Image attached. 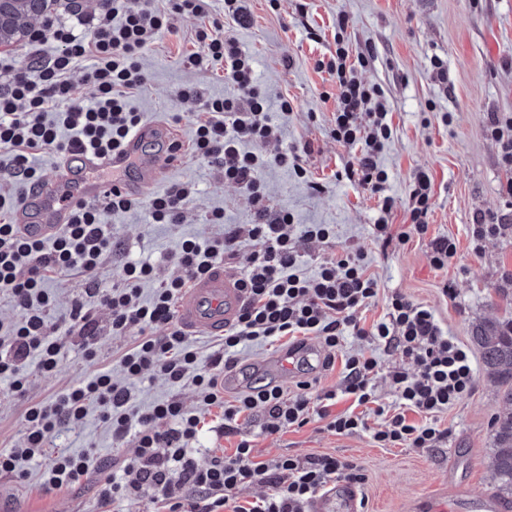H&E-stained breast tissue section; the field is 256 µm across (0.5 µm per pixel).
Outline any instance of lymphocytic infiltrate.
<instances>
[{
	"instance_id": "lymphocytic-infiltrate-1",
	"label": "lymphocytic infiltrate",
	"mask_w": 512,
	"mask_h": 512,
	"mask_svg": "<svg viewBox=\"0 0 512 512\" xmlns=\"http://www.w3.org/2000/svg\"><path fill=\"white\" fill-rule=\"evenodd\" d=\"M214 0H103L94 14L77 15L76 25L46 21L29 36L27 65L16 64L12 53L0 52V158L8 161V174L20 193L34 192L41 183L44 153L58 158L75 151L99 156L121 149L141 126L143 117L128 106L143 91L146 74L140 59L155 39L174 30V16L199 19L195 31L197 52L184 59L186 67L219 69L235 95L203 99L195 115V134L188 148L191 158L215 168L225 183L245 191L255 219L237 224L222 236L183 240L169 254L173 265L150 303L140 301V284L152 279L154 268L146 262L124 267V285L93 291L112 311V332L124 335L137 329L140 338L116 363L115 371H99L72 384L54 399L30 406L22 442L0 454V473L24 478L27 465L47 457L41 487L44 492L71 488L87 478L91 451H46L49 433L82 425L89 407H97L100 420L116 443L133 439L136 452L123 468L122 480L105 477L100 486L104 501L153 492L165 512H306L308 504L335 480L359 481L353 464L331 455L280 456L256 460L249 438H241L232 455L213 457L200 466L192 447L203 428L200 417L175 398L147 409L133 406V385L144 375L163 378L171 387L186 383L201 387L205 407L220 408L224 431L236 433L241 416L262 410V431L276 435L300 427L311 418L327 420L339 434L371 429L382 447L433 448L448 436L437 419L466 395L475 382L473 356L450 337L429 308L400 293L385 300L386 311L371 326H361L357 315L375 303L377 279L368 274L364 255L345 251L307 272L291 237L325 241V224H298L285 211H271L262 175L271 167L293 169L306 177L304 159L311 143L267 152L280 141L265 97L255 79L253 58L220 24H209ZM346 14L336 17V49L318 60L336 84V108L330 136L350 151L343 165L348 180L370 190L380 202L373 224L374 238L389 245L406 243L411 236L430 240V262L447 267L456 254L453 239L429 237L428 216L434 184L428 172L418 171L410 185L404 209L408 228L392 233L389 217L395 206L386 195L387 171L379 156L393 134L392 118L382 87L364 82L361 71L376 59L373 46L353 48L347 37ZM92 85L91 98L75 96L74 76ZM194 183H181L147 203L106 192L103 199L72 206L71 220L52 245L25 235L0 212V293L22 312L21 321L0 335V379L23 390L25 363L41 374L54 373L66 345V336L82 331L87 355H94L97 336L94 312L88 301L75 300L57 324H49L52 299L47 281L74 272L96 271L112 252V228L107 214L145 208L153 223L177 224L194 197ZM249 248V261L238 282L246 302L236 323L226 329L217 350L201 359L175 321V307L194 280L208 273L239 248ZM165 335H156V328ZM355 336L363 342L336 358L335 350ZM314 336L328 349L326 366L342 361L339 389L314 392L309 381L299 382L295 394L273 386H257L228 399L223 376L237 357L255 344L288 341L300 345ZM399 351L413 370L392 372L396 401H380L373 379L378 367L365 346ZM123 380H115L114 372ZM352 399V412L331 415L338 397ZM421 422H412L408 413ZM377 428H369V417ZM258 483L263 496L241 499L242 487Z\"/></svg>"
}]
</instances>
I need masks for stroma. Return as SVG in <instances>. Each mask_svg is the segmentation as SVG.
I'll list each match as a JSON object with an SVG mask.
<instances>
[{
  "label": "stroma",
  "mask_w": 512,
  "mask_h": 512,
  "mask_svg": "<svg viewBox=\"0 0 512 512\" xmlns=\"http://www.w3.org/2000/svg\"><path fill=\"white\" fill-rule=\"evenodd\" d=\"M247 10L248 23L229 22L224 30L253 56L271 105L291 100L292 110L282 121L283 142L309 140L314 145L304 159L306 179L284 168L262 176L272 210L291 212L302 224L332 225L327 242H297L309 264L347 250L361 251L382 298L398 292L428 307L449 336L467 346L479 322L512 319V208L503 194L512 169L503 164L501 147L487 132L492 113L512 114V0H280L275 11L267 0H248ZM341 12L348 16L352 44H374L377 58L361 77L383 88L392 113L394 135L380 155L389 175L387 193L397 202L390 218L392 230L406 228L402 202L413 174L429 171L434 180L430 236H448L457 246L456 256L445 268L431 265L428 239L414 236L397 247L375 240L377 196L339 175L348 151L329 135L336 85L316 69L315 62L334 50L336 16ZM174 25L175 32L162 35L146 50L142 66L147 84L133 104L148 123L178 116L174 128L186 145L193 138L194 115L201 102L180 97V89L194 84L205 95L222 96L232 94L233 88L222 73L185 67L183 55L198 49L193 40L196 21L179 17ZM437 58L447 64V80H440L432 66ZM184 182L197 183L199 193L187 205L182 223L152 224L141 210L108 216L111 255L93 276L67 275L49 282L50 320L66 313L92 285L108 289L119 284L126 262L156 264L158 277H165L169 269L162 256L177 239L220 233L222 225L207 221L215 208L224 210L223 225L251 223L247 194L220 181L206 163L186 155L140 198L149 200ZM480 213L498 216L503 229L478 250L471 226ZM447 285L452 286V295L444 294ZM382 298L362 312L365 324L383 316ZM94 314L95 357H87L82 337L73 335L57 370L49 375L29 371L24 392L0 381V453L23 436L26 410L32 403L50 400L69 385L112 368L134 346L136 331L113 335L111 313L104 304H96ZM284 351L280 344L253 346L239 356L233 372L245 386H278L288 394L305 380H318L324 389L339 384L341 366L327 370L319 363L299 366L294 378L281 379L268 363ZM173 397L204 421L195 442L200 464L233 453L237 439L222 434L219 409L203 407L202 388L189 384L176 390L158 377L144 378L137 385L141 407ZM504 407L496 380L480 364L471 392L440 416L438 425L447 430L448 438L436 448H381L370 432L341 435L317 418L303 427L267 435L261 431L264 417L258 412L240 417L237 427L250 437L260 460L329 454L351 461L362 476L356 489L363 512H428L432 507L465 512L476 500L493 497L496 490L489 466L492 421ZM47 446L97 449L99 468L105 465L114 472L135 450L131 441L113 444L94 410L81 428L52 432ZM43 468V462L31 464L21 480L0 474V491L8 495L13 512H162L161 502L150 493L103 503L99 468L75 488L44 492Z\"/></svg>",
  "instance_id": "obj_1"
}]
</instances>
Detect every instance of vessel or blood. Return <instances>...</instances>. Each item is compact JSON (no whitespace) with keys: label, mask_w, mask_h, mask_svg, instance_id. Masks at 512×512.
<instances>
[{"label":"vessel or blood","mask_w":512,"mask_h":512,"mask_svg":"<svg viewBox=\"0 0 512 512\" xmlns=\"http://www.w3.org/2000/svg\"><path fill=\"white\" fill-rule=\"evenodd\" d=\"M168 142L169 150L159 156L144 153L147 142ZM178 140L161 123L141 126L117 153L102 158L89 152H77L64 161L68 173L67 187L70 201L94 200L102 196L105 183L99 171H118L131 161H138L144 183L156 182L167 166L173 163V150ZM70 201H62L54 191L53 181H45L42 188L30 195L19 207L15 219L20 229L31 236H53L70 218ZM246 296L238 286L235 275L223 267H216L208 275L194 281L187 288L178 307L181 327L193 334L220 333L233 326L245 304ZM358 492L350 486H340L312 501L310 512H356Z\"/></svg>","instance_id":"obj_1"}]
</instances>
